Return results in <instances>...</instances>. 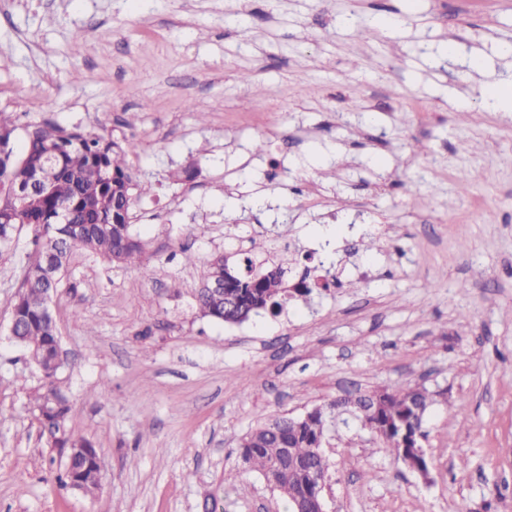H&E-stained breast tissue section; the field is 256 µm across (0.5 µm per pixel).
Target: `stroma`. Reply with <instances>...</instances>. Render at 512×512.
Wrapping results in <instances>:
<instances>
[{"mask_svg":"<svg viewBox=\"0 0 512 512\" xmlns=\"http://www.w3.org/2000/svg\"><path fill=\"white\" fill-rule=\"evenodd\" d=\"M504 43L512 0H0V112L134 140L152 187L130 204L140 264L76 253L51 304L95 495L60 487L8 337L28 233L0 259V512H287L241 437L407 385L438 395L427 475L360 422L330 428L329 512H512V111L483 106L512 83ZM245 225L320 286L201 317Z\"/></svg>","mask_w":512,"mask_h":512,"instance_id":"stroma-1","label":"stroma"}]
</instances>
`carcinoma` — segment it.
Here are the masks:
<instances>
[{
	"mask_svg": "<svg viewBox=\"0 0 512 512\" xmlns=\"http://www.w3.org/2000/svg\"><path fill=\"white\" fill-rule=\"evenodd\" d=\"M0 207L13 214L0 223V255L11 250L16 234L27 229L33 250L23 264L20 289L14 297L10 322L18 325L12 341L23 348L41 374L42 384L30 401L48 444L59 450H77L78 461L64 467L58 477L65 488L93 492L98 488L100 457L94 443L70 425V402L58 386L63 371L60 341L54 318L44 313L45 295H55L74 252L82 251L114 265L140 259L142 241L131 231L129 208L132 191H150L133 181L126 166L128 154L137 150L132 140L122 143L92 132L70 131L51 123L30 126L21 147H16V127L0 119ZM53 163L45 190L31 200L21 194L45 162ZM61 206L70 210V223L56 224ZM283 265L256 270L251 257L231 265L224 254L208 261L202 288L196 295L201 316L227 324L241 322L262 312L277 313L290 288L309 296L317 283L302 281L288 286ZM218 278L227 282L225 293L235 300L230 307L209 292ZM433 393L424 387L377 390L370 395L345 396L330 403L332 414L342 422L354 417L374 433L404 464L419 463L406 445L423 437L424 416ZM327 414L315 407L303 416L267 418L240 440L244 463L258 471L285 499L288 512L310 505L317 478L327 474L328 460L321 454Z\"/></svg>",
	"mask_w": 512,
	"mask_h": 512,
	"instance_id": "carcinoma-1",
	"label": "carcinoma"
}]
</instances>
